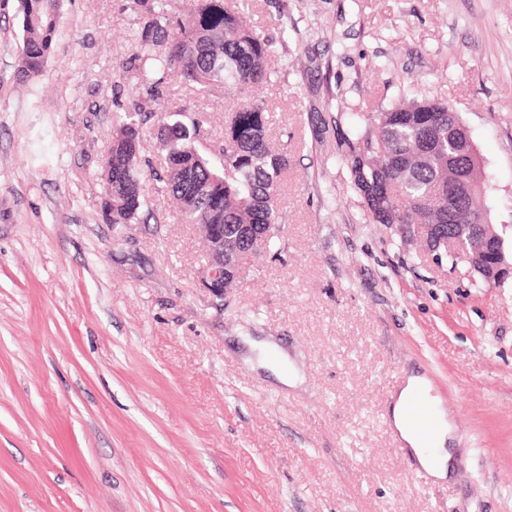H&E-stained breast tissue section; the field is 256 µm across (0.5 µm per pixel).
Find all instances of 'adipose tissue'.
Returning a JSON list of instances; mask_svg holds the SVG:
<instances>
[{
    "label": "adipose tissue",
    "mask_w": 512,
    "mask_h": 512,
    "mask_svg": "<svg viewBox=\"0 0 512 512\" xmlns=\"http://www.w3.org/2000/svg\"><path fill=\"white\" fill-rule=\"evenodd\" d=\"M420 401L430 407L433 435L429 438L415 430L408 419L411 407ZM389 417L402 449L411 459L435 480H447L456 465L454 434L443 407L432 397L425 377L407 376L403 386L391 396Z\"/></svg>",
    "instance_id": "ef3b65f1"
}]
</instances>
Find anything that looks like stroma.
<instances>
[{"label":"stroma","mask_w":512,"mask_h":512,"mask_svg":"<svg viewBox=\"0 0 512 512\" xmlns=\"http://www.w3.org/2000/svg\"><path fill=\"white\" fill-rule=\"evenodd\" d=\"M273 45L248 90L288 153L278 250L205 288L198 229L103 217L119 106L174 102L222 129L234 93L135 73L131 0H67L43 75L17 85L19 0H0V512H512V280L372 223L338 131L402 97L448 103L512 246V0H245ZM273 337L303 381L243 357ZM430 381L452 476L413 467L387 401Z\"/></svg>","instance_id":"35a3bbf8"}]
</instances>
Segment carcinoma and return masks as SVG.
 <instances>
[{
	"label": "carcinoma",
	"mask_w": 512,
	"mask_h": 512,
	"mask_svg": "<svg viewBox=\"0 0 512 512\" xmlns=\"http://www.w3.org/2000/svg\"><path fill=\"white\" fill-rule=\"evenodd\" d=\"M144 20L132 55L146 92L167 96L178 80L203 95L215 87L242 91L271 79L267 59L271 44L246 26L238 8L224 0H134ZM21 42L16 81L40 77L52 55L65 0H19ZM155 120L162 150L159 166L144 173L140 157L144 129ZM202 114L171 105L157 115L134 103L114 113L112 144L105 160L107 198L104 217L111 224H136L148 207L150 194L170 195L180 205L185 224L224 225V266L274 236L279 223L280 181L288 154L268 140L270 113L251 99L234 103L224 113V133L204 131ZM342 162L351 188L361 197L374 223L416 224L427 237L460 239L474 248L488 246V261L500 248L491 232L487 210L479 204L484 181L479 168L468 171L453 189L462 216L448 223V158L469 160L471 139L459 116L448 121V105L424 97L400 101L366 119L364 134L349 130L341 136Z\"/></svg>",
	"instance_id": "1"
}]
</instances>
